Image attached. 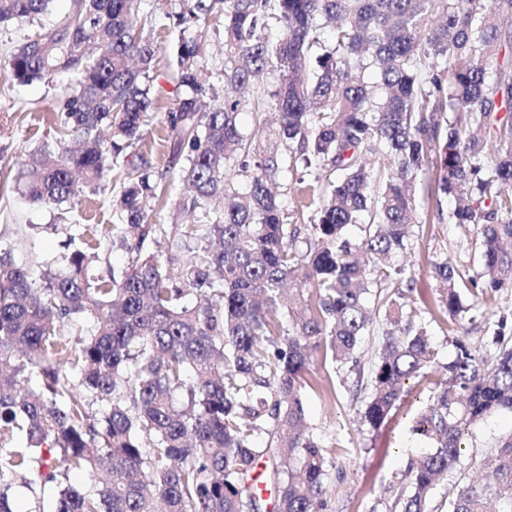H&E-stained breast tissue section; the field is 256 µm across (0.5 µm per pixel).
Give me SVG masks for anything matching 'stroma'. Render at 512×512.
<instances>
[{"label":"stroma","mask_w":512,"mask_h":512,"mask_svg":"<svg viewBox=\"0 0 512 512\" xmlns=\"http://www.w3.org/2000/svg\"><path fill=\"white\" fill-rule=\"evenodd\" d=\"M70 0H54L49 13L41 20L15 19L0 23V164L22 161L37 148L54 144L51 121L52 107L66 95L64 86L47 81L19 84L5 64L6 57L40 25L60 20ZM161 49L157 55L154 84L159 91L158 109L144 132L141 145L125 150L121 161L109 178L96 191L83 194L78 204L61 208L37 207L13 192L0 197V249L8 250L15 262H31L41 257L56 256L64 235V224L79 220L85 224H110L116 217L113 200L119 191V180L127 173L128 161L144 158L156 172L166 165L168 129L164 114L183 93L176 81L173 60L177 50L178 30L166 24L159 35ZM418 213L421 227L415 228L409 250L393 256L394 265L415 272V291L421 299L413 310L433 299L432 283L424 271L429 259L442 256L465 275L477 276L483 271L480 239L473 228L461 227L444 220L453 201L448 196L432 199L427 186L418 188ZM468 313L461 333L444 332L441 324L428 323L427 329L438 351L437 361L445 365L456 354L455 339H465L486 357H493L495 326L485 305L463 294ZM386 327L384 316H377L357 349V364L325 370L314 367V378L331 376V391L314 386L304 392L306 421L328 448L326 512H390L395 494L407 486L405 473L415 463L418 450L410 432L413 416L421 405L419 393H412L393 410L389 421L380 429H372L362 420V411L372 387L369 371ZM512 431V414L501 413L475 427L467 438V447L446 480L437 488L432 505L435 512H447L448 499L455 485L477 473L481 455L495 447L499 438Z\"/></svg>","instance_id":"obj_1"}]
</instances>
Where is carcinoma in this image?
Here are the masks:
<instances>
[{
    "mask_svg": "<svg viewBox=\"0 0 512 512\" xmlns=\"http://www.w3.org/2000/svg\"><path fill=\"white\" fill-rule=\"evenodd\" d=\"M51 2L0 0V23ZM182 3L166 175L133 167L118 222L66 225L67 251L37 272L0 254V512H19L15 483L51 491L54 512H324L327 448L302 394L313 364L354 361L371 289L387 330L364 422L380 428L436 363L405 313L414 274L390 264L421 223L419 181L455 199L448 223L476 228L482 247L478 278L429 261L432 320L462 322L463 287L484 303L512 288V67L497 64L512 0ZM212 20L216 72L203 55ZM157 24L143 0H71L11 54L18 82L56 78L69 93L53 116L62 151L0 169L3 189L60 206L139 145L159 101ZM299 158L312 179L287 185ZM177 181L188 191L174 199ZM286 187L310 212L296 224ZM172 199L187 222L150 223ZM104 246L126 266L101 271ZM455 343L412 426L431 447L392 512H430L466 436L512 413V345L490 360ZM261 459L269 498L253 487ZM487 463L490 478L459 486L448 512H512V433Z\"/></svg>",
    "mask_w": 512,
    "mask_h": 512,
    "instance_id": "1",
    "label": "carcinoma"
}]
</instances>
